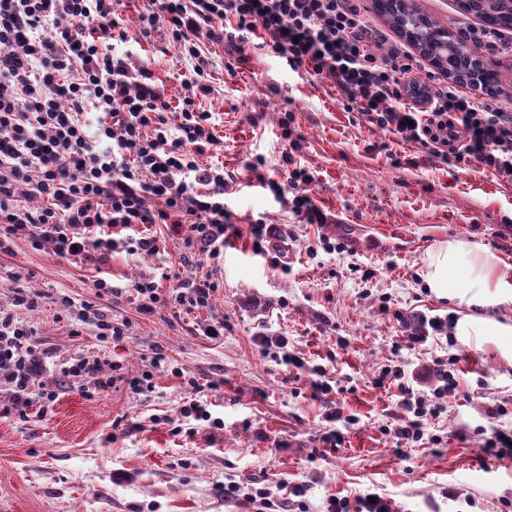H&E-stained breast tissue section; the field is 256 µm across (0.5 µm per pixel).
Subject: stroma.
<instances>
[{
	"label": "stroma",
	"mask_w": 512,
	"mask_h": 512,
	"mask_svg": "<svg viewBox=\"0 0 512 512\" xmlns=\"http://www.w3.org/2000/svg\"><path fill=\"white\" fill-rule=\"evenodd\" d=\"M141 8V0L121 8L128 47L150 60L167 94H178L189 65L141 37ZM211 59L216 92L202 107L224 140V171L235 178L224 201L239 227L260 219L289 234L291 270L281 271L274 250L255 254L245 234L226 241L222 262L203 263L221 283L210 311L179 314L164 302L142 318L130 297L115 298L112 316L130 327L114 358L137 376L159 349L173 370L155 375L153 391L120 385L90 400L65 383L58 365L98 348L95 327L78 322L82 303L95 299L93 264L23 239L0 254V309H11L19 291L46 295L25 318L53 361L43 383L58 394L49 419L0 414V512H241L225 501V484L260 475L273 499L282 484L304 485L309 512H325L334 496L367 493L402 512H512V459L484 455L474 433L494 401L509 410L501 425H512V338L466 336L454 350L431 339L412 348L394 318L398 311L463 316L422 278L429 253L451 240L488 249L512 280V184L432 160L418 143L367 123L329 81L290 71L254 41L233 56L213 47ZM284 112L294 115L295 152L278 125ZM252 166L280 182L294 167L307 169L314 180L305 191L327 224L299 222L269 188L250 185ZM323 236L342 239L346 251L322 250ZM181 252L170 239L155 255L113 253L106 270L125 288L181 271ZM368 269L375 275L367 280ZM61 294L73 306L58 302ZM383 302L389 312H380ZM210 316L223 319V338L197 333ZM260 336L287 337L289 352L326 367L343 393L317 397L307 369L277 364L257 345ZM454 354L460 390L425 425L440 444L397 450L381 432L399 410L396 388L376 384L381 367L409 372ZM187 375L209 384L204 399L223 429L180 416ZM335 410L360 423L333 449L318 437L335 430L325 419ZM449 486L475 497V506L445 498Z\"/></svg>",
	"instance_id": "35a3bbf8"
}]
</instances>
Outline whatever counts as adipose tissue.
<instances>
[{
	"label": "adipose tissue",
	"instance_id": "ef3b65f1",
	"mask_svg": "<svg viewBox=\"0 0 512 512\" xmlns=\"http://www.w3.org/2000/svg\"><path fill=\"white\" fill-rule=\"evenodd\" d=\"M423 280L437 297L454 298L469 307L512 301V281L500 273L497 257L460 240L429 253Z\"/></svg>",
	"mask_w": 512,
	"mask_h": 512
}]
</instances>
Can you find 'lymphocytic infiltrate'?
<instances>
[{
	"mask_svg": "<svg viewBox=\"0 0 512 512\" xmlns=\"http://www.w3.org/2000/svg\"><path fill=\"white\" fill-rule=\"evenodd\" d=\"M123 0H0V253L25 239L37 251L74 260L105 262L112 253L156 254L165 225L178 237L181 263L224 254L230 184L220 163L202 165L224 142L201 101L210 96L211 45L239 48V33L259 34L263 48L292 71L330 81L365 120L421 144L457 167L474 166L512 184V113L484 95L442 84L429 87L415 74L414 58L371 27L354 0H144L143 37L159 36L161 53L176 52L191 65L182 92L170 100L147 61L125 50ZM305 169L287 183L266 179L276 199L308 224H323L301 184ZM173 286L142 279L128 289L138 314L158 303L189 312L212 306L220 283L213 275L180 277ZM43 292H20L14 308L0 310V410L26 418L47 416L58 397L42 377L49 354L25 321ZM101 349L62 363L60 373L86 398L123 383L152 391L167 361L155 351L150 367L128 376L111 347L128 336V320L85 307ZM409 345L444 337L456 346L453 315H395ZM380 382L396 386L400 412L384 435L408 448L424 438L427 416L440 414L459 381L446 361L413 372L387 366ZM427 384L421 394L419 384Z\"/></svg>",
	"mask_w": 512,
	"mask_h": 512,
	"instance_id": "lymphocytic-infiltrate-1",
	"label": "lymphocytic infiltrate"
}]
</instances>
